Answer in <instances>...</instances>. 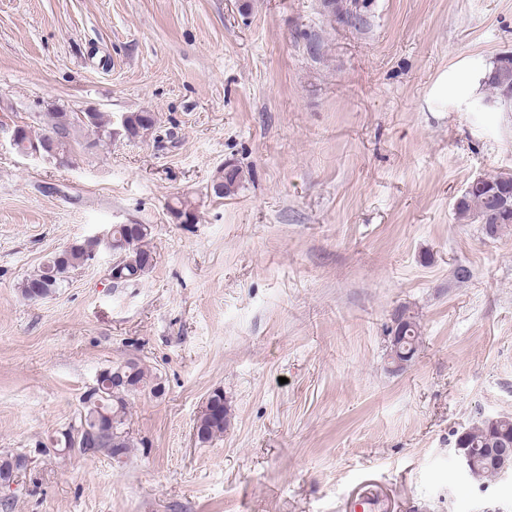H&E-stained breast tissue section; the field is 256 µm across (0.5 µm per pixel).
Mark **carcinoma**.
<instances>
[{
  "instance_id": "obj_1",
  "label": "carcinoma",
  "mask_w": 512,
  "mask_h": 512,
  "mask_svg": "<svg viewBox=\"0 0 512 512\" xmlns=\"http://www.w3.org/2000/svg\"><path fill=\"white\" fill-rule=\"evenodd\" d=\"M324 7L331 8L332 13L340 20H352L356 18L351 8V0H326ZM484 82L493 91L496 97H504L512 102V58L502 62L497 57L493 61L492 68L485 74ZM49 124L45 132L39 135L27 133L18 143L17 148L27 153L33 143H42L47 137L52 136L58 140V157L54 163L69 165L73 163L74 148L76 142L77 127L84 126L87 129L102 133L107 138H112V119L105 117L100 112L83 113L81 117H74L66 112H50ZM131 123V136L141 138L150 133L154 123L149 119H143L141 113L128 114ZM222 188L219 196L229 197L237 193L240 188V170L232 168L230 173L218 177ZM458 214L465 218L486 222V232L497 233L498 229L512 224V186L507 188L497 182V178L489 179L482 188H477L470 193L462 194L457 203ZM126 236L132 240V246L128 250L131 261L123 265L111 268L110 276L117 284H127L139 280L152 264L146 261V257L153 255L148 247V239L151 236L150 228L139 229L135 224H114L112 235ZM95 242L89 240L84 243H75L53 255L37 272L25 277L20 284L24 298L30 300L35 291H40L42 298L46 299L67 281L68 273L85 265L92 260V252ZM123 369L130 374L132 385L124 384L107 385L98 396V402L85 406L79 420L69 427V447L87 451V437L94 429L105 424L111 425L112 432L106 435L100 447L108 449L110 455L119 458L129 452L131 440L126 431L127 416L129 413L130 395L138 392L147 385V372L135 361H126L103 371L110 375L117 369ZM209 401L213 402L212 411L202 414L196 422L198 429V441L202 444L209 443L224 435V431L230 424L229 409L224 400V393L214 392ZM490 428L486 420L473 424L465 430L464 442L471 449L476 463L481 465V481L486 482L498 476V472L488 465L485 450L487 436Z\"/></svg>"
}]
</instances>
